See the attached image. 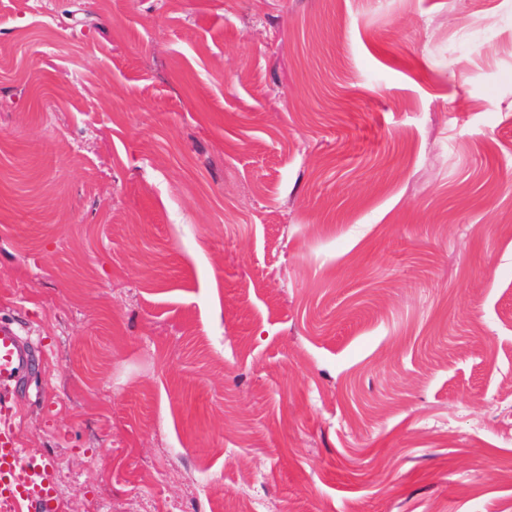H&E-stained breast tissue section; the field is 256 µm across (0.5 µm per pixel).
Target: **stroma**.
I'll return each mask as SVG.
<instances>
[{"label": "stroma", "instance_id": "1", "mask_svg": "<svg viewBox=\"0 0 512 512\" xmlns=\"http://www.w3.org/2000/svg\"><path fill=\"white\" fill-rule=\"evenodd\" d=\"M0 320L60 512H512V0H0ZM23 333L12 322L0 321V387L17 385L32 369L33 336Z\"/></svg>", "mask_w": 512, "mask_h": 512}]
</instances>
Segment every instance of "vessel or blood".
<instances>
[{"mask_svg":"<svg viewBox=\"0 0 512 512\" xmlns=\"http://www.w3.org/2000/svg\"><path fill=\"white\" fill-rule=\"evenodd\" d=\"M34 337L0 321V387L18 384L32 369ZM0 506L12 512H57L55 471L27 457L9 424L0 423Z\"/></svg>","mask_w":512,"mask_h":512,"instance_id":"vessel-or-blood-1","label":"vessel or blood"}]
</instances>
